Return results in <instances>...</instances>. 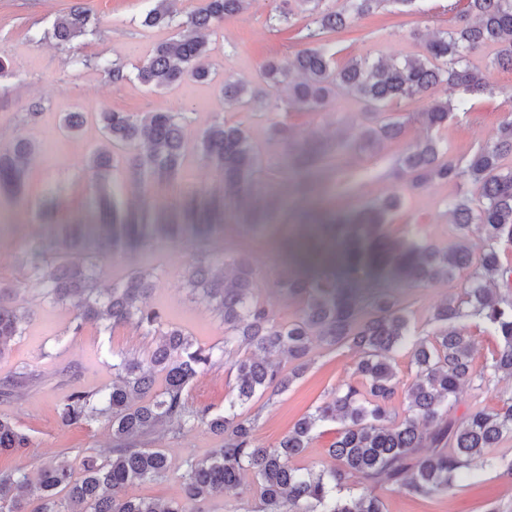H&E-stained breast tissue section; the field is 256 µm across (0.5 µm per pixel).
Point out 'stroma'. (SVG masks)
Returning a JSON list of instances; mask_svg holds the SVG:
<instances>
[{
    "label": "stroma",
    "mask_w": 512,
    "mask_h": 512,
    "mask_svg": "<svg viewBox=\"0 0 512 512\" xmlns=\"http://www.w3.org/2000/svg\"><path fill=\"white\" fill-rule=\"evenodd\" d=\"M450 2L416 0L413 7L392 5L362 20L348 32L337 35L332 45L337 64L367 53L400 60L420 56L423 46L411 37V29L445 28L453 24L456 15L448 10ZM75 5L93 11V34L63 45L52 40L35 41V34L50 30L56 17ZM153 5V0H0V51L7 53L15 69L14 75L0 79V142H8L23 128L39 149L29 171L26 199L0 196V280L20 279L24 250L45 232L35 214L43 200L55 199L66 214L93 195L86 172L87 159L104 138L92 119L79 136L63 138L59 126L64 113L81 111L92 115L107 108L139 116L150 110L173 109L189 114L186 135L191 139L213 120L224 119L239 126L260 147L264 166L261 181L282 194L287 193L292 174L285 168L283 144L270 136L271 122L281 121L301 131L333 127L345 120L361 123L362 104L352 97L340 99L317 113L293 109L228 110L215 82L155 92L134 79L122 84L107 82L97 69V62H138L171 36V29L142 26V17ZM278 6L279 0H251L246 12L225 20L215 29L210 37V50L220 74L255 81L267 59L283 56L290 50L287 35L269 25ZM77 55L91 59V66L75 68L71 59ZM34 101L42 103V114L36 124L23 126V116ZM426 106L423 100L395 104V112L405 122L401 138L386 143L373 156L348 150L336 160L332 171L321 176L317 197L341 211L358 209L387 196L400 197L401 207L387 227L391 236L402 238L413 230L420 238L439 246L454 243L448 201L460 194L479 197V185L434 181L410 192L388 170L406 148L429 136L452 156H470L494 134L504 115L512 112V102L500 94L472 99L468 111L453 113L446 124L432 131L417 117ZM215 183L211 170L191 156L186 160L182 179L156 184L149 194L157 201L169 202L185 190L209 189ZM251 251L262 270L260 299L271 304L281 319L293 318L297 302L280 295L276 285L277 241L252 242ZM189 257L186 249L167 246L151 255H139L133 262L121 256L110 258L101 264L102 281L111 284L135 264L156 267L160 280L153 303L166 310L172 323L207 346L222 341L224 329L207 305L189 296L182 285L181 271ZM461 288L462 282L457 278L428 288L403 286L399 298L413 323L422 328L433 308L449 295L460 293ZM25 299L34 312L33 319L25 335L15 339L9 353L0 359V380L10 376L16 366L27 364L39 371L44 381L25 389L21 397L0 400V415L13 419L30 437L25 455L0 454V470L21 467L32 473L43 461L59 455L78 473L85 455L103 454L111 448L112 431L102 421L62 426L58 418L60 403L71 393L91 391L110 383L112 372L107 362L113 352L143 355L153 339L130 326L109 335L92 323L86 324L79 335H68L64 329L70 315L64 307L31 292ZM312 355L314 361L305 375L286 393L271 400H254V408L260 411L256 428L259 444H276L328 392L354 380L358 359L355 351L346 347L331 349L317 340ZM227 385L225 369L207 371L194 381L189 401L222 411ZM220 443V437L204 426L174 438L151 440V447L166 450L171 472L166 479L133 486L132 494L157 500L180 498L184 460L190 456L204 457ZM381 496L385 512H486L491 504L512 505V487L493 472L482 473L478 485L462 486L450 495L434 499L419 498L402 490H385Z\"/></svg>",
    "instance_id": "35a3bbf8"
}]
</instances>
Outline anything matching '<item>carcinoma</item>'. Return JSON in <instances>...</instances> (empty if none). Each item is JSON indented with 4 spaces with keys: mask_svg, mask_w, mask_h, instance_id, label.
<instances>
[{
    "mask_svg": "<svg viewBox=\"0 0 512 512\" xmlns=\"http://www.w3.org/2000/svg\"><path fill=\"white\" fill-rule=\"evenodd\" d=\"M415 2L283 0L271 20L278 31L292 35L297 48L265 62L255 87L229 77L220 84L226 108L262 101L272 110L315 112L349 96L363 103L364 120L352 141L342 121L329 137L314 130L273 127L297 175L293 193L307 194L308 179L329 169L336 155L351 145L372 155L400 138L404 121L391 106L401 100H429L420 119L430 130L447 123L453 112L467 111L473 98L500 93L512 100V87L489 81L493 70L512 71V0H465L453 25L428 35L413 31V37L424 41L419 57L397 61L367 54L342 67L335 64L328 53L333 36L387 3ZM249 4L201 0L179 19L171 0H156L141 24L171 28L174 34L133 66L135 78L149 89L214 81L218 72L210 58L209 35ZM94 29L92 15L76 6L59 15L43 38L67 44ZM482 46H494L496 52L479 69L471 56ZM100 69L112 84L130 79L124 63H104ZM444 82L462 89L464 96L434 97ZM97 118L110 147L96 149L88 158L92 200L85 211L67 217L57 216L51 205L40 206L37 217L48 232L28 254L24 278L0 281V359L31 321L33 312L20 301L31 289L70 309L65 335H77L86 324L96 323L105 332L132 326L158 340L144 358L112 352V382L92 392H74L60 404L59 419L65 426L107 421L111 454L86 456L79 478L64 461L44 464L34 481L21 469L0 471V512H26L28 501L20 498L24 490L34 492L39 501L34 512H205L210 498L232 491L255 493L252 512H383L379 489L392 486L434 498L478 483L474 462L486 471L512 473V457L497 451L504 438L512 437V265L500 258L501 246L512 244V167L502 164L512 158V115L469 157L449 155L429 136L397 160L395 174L411 191L432 180L480 186L479 202L465 194L448 202L455 243L441 248L421 240L390 239L385 227L398 207L395 198L342 214L319 207L291 236L281 238L279 286L300 303L288 321L258 299L261 269L249 249L223 254L211 248L223 239L229 221L247 237L269 235L285 207L282 199L257 187L260 149L245 132L216 120L191 145L185 139L190 121L186 112L159 110L136 119L104 110ZM84 123L83 113L69 112L63 131L74 135ZM190 151L213 170L223 189L199 190L171 204L148 197V184L178 175ZM37 153L23 132L0 146V195L21 197ZM119 180L142 192L139 205L117 206L113 187ZM474 228L478 241L472 244ZM172 244L190 250L185 285L220 318L223 341L199 344L151 303L159 280L151 268L135 267L125 279L100 287V259ZM364 270L410 287L459 276L464 288L434 308L429 319L434 327L424 331L412 324L393 292L358 287ZM469 320L499 341L491 361L479 368L472 364ZM316 338L331 347L356 350L357 380L328 393L276 445L257 443L254 398L259 393L277 396L302 378ZM401 350L409 353L415 373L399 414L392 403L399 387L396 354ZM284 357L292 363L288 370L281 366ZM224 365L230 379L224 411L190 404L192 382ZM38 379L36 371L23 367L0 382V397L9 399ZM464 384L497 390L500 405L455 418L452 401ZM327 423L340 425L328 448L332 464H295ZM202 425L222 437V444L206 457L184 460L183 497L162 502L129 494L135 484L162 480L170 472L165 449L148 448L146 440ZM29 442L14 421L0 417L1 454L24 453ZM246 474L252 477L249 484L243 482Z\"/></svg>",
    "mask_w": 512,
    "mask_h": 512,
    "instance_id": "cac0c4a2",
    "label": "carcinoma"
}]
</instances>
